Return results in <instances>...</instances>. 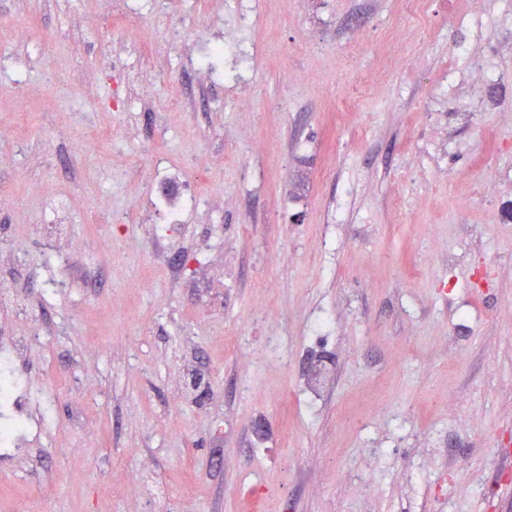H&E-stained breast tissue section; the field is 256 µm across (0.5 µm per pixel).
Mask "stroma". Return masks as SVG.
<instances>
[{"mask_svg": "<svg viewBox=\"0 0 512 512\" xmlns=\"http://www.w3.org/2000/svg\"><path fill=\"white\" fill-rule=\"evenodd\" d=\"M238 19L0 0V341L54 417L0 512H512V0H256L249 80L189 66Z\"/></svg>", "mask_w": 512, "mask_h": 512, "instance_id": "35a3bbf8", "label": "stroma"}]
</instances>
